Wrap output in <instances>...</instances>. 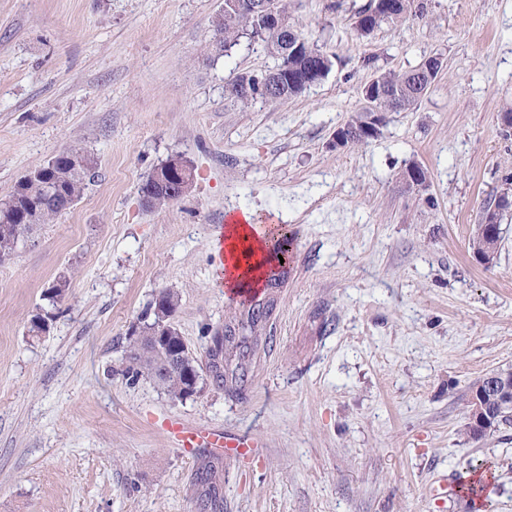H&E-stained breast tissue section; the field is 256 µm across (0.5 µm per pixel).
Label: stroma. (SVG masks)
I'll list each match as a JSON object with an SVG mask.
<instances>
[{
	"label": "stroma",
	"instance_id": "stroma-1",
	"mask_svg": "<svg viewBox=\"0 0 512 512\" xmlns=\"http://www.w3.org/2000/svg\"><path fill=\"white\" fill-rule=\"evenodd\" d=\"M368 2L288 0L332 67L299 95L244 104L226 81L275 60L245 38L210 55L224 0H0V199L69 148L96 161L70 210L0 263V512H197L206 460L223 512H466L435 488L481 460L489 512H512V428L468 439L462 401L512 367V208L492 266L469 248L485 206L512 196V0H428L362 37ZM431 56L443 66L417 105L386 113L368 144L334 145L364 85ZM171 158L194 185L146 208L139 187ZM413 164L423 189L403 180ZM242 209L293 238L245 389L207 376L177 399L122 375L164 289L200 364L241 319L212 234ZM48 307V332L31 333ZM169 419L251 453L186 458Z\"/></svg>",
	"mask_w": 512,
	"mask_h": 512
}]
</instances>
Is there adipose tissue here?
<instances>
[{
	"instance_id": "obj_1",
	"label": "adipose tissue",
	"mask_w": 512,
	"mask_h": 512,
	"mask_svg": "<svg viewBox=\"0 0 512 512\" xmlns=\"http://www.w3.org/2000/svg\"><path fill=\"white\" fill-rule=\"evenodd\" d=\"M270 225L258 223L253 213L242 211L224 236V285L243 288L260 284L267 263L274 256L269 251Z\"/></svg>"
}]
</instances>
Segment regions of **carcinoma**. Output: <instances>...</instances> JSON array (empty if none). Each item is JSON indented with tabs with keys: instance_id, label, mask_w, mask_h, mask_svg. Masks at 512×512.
Listing matches in <instances>:
<instances>
[{
	"instance_id": "1",
	"label": "carcinoma",
	"mask_w": 512,
	"mask_h": 512,
	"mask_svg": "<svg viewBox=\"0 0 512 512\" xmlns=\"http://www.w3.org/2000/svg\"><path fill=\"white\" fill-rule=\"evenodd\" d=\"M389 6L381 7L379 0H370L358 16L369 15L370 28L367 32L379 27L384 22H402L410 16L423 15L427 8L425 0H388ZM215 38L212 44L213 51L219 55L224 53V46H233L238 40L247 35L257 40L264 47L282 46L285 34L276 30L264 29L258 33L252 30L251 24L232 7L230 0H224V13L217 15L213 20ZM320 59H310L304 56L276 57L275 68L281 70L293 64L306 68ZM378 83L386 87L393 98L383 104L388 112L406 110L420 99V93L426 89L429 82L420 77L419 82L412 81L411 72L401 74L388 73L382 75ZM94 163V158L80 148L69 149L50 160L41 167L43 179L37 183L23 177L16 183V188L4 200L0 201V256L13 253L25 235L33 231V225L22 223L23 217L36 218L43 224L54 221L63 213L65 200L77 201L84 190L85 180L89 168L86 164ZM275 238L274 248L276 254L285 255L286 246L290 245L291 235L284 226L271 230ZM491 240L488 234H475L470 240V248L476 257L491 264L494 258L488 254L486 242ZM69 288V281L65 278L54 280L48 287L45 299L54 304L64 299ZM275 300L267 298L263 303H254L244 310L241 321L235 329H227L222 336L213 337L214 346L218 355L226 354L237 358V363L231 370L220 371L218 364L215 368V378L221 384L229 382L238 385L246 381L247 369L245 358L251 347L259 343L261 331L267 319L272 315ZM157 328V320L144 322L140 338L129 342L125 351L126 372L137 378L150 375V369L159 360L167 356V352L154 347L152 333ZM190 385L181 373L170 377L164 389L175 398L185 397V387ZM491 469V464L481 462L471 466L467 471L458 474V485L466 489L468 501L476 498H486V485L478 479V475ZM215 471L213 465L206 462L197 472V482L205 487L203 496L198 504L199 512H222L223 505L217 495L214 485Z\"/></svg>"
}]
</instances>
